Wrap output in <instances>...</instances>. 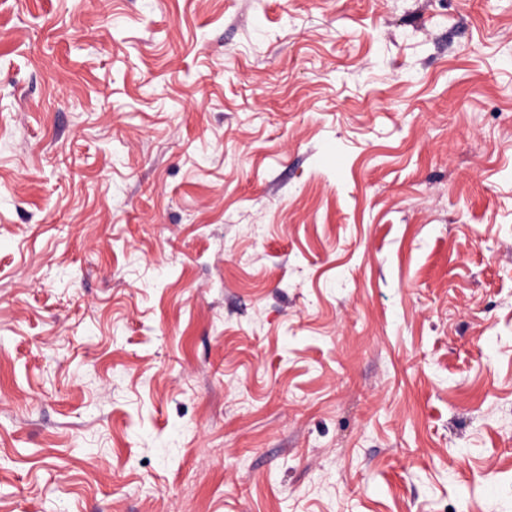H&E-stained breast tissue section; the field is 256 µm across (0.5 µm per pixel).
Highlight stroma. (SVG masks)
I'll use <instances>...</instances> for the list:
<instances>
[{"instance_id": "stroma-1", "label": "stroma", "mask_w": 512, "mask_h": 512, "mask_svg": "<svg viewBox=\"0 0 512 512\" xmlns=\"http://www.w3.org/2000/svg\"><path fill=\"white\" fill-rule=\"evenodd\" d=\"M0 512H512V0H0Z\"/></svg>"}]
</instances>
